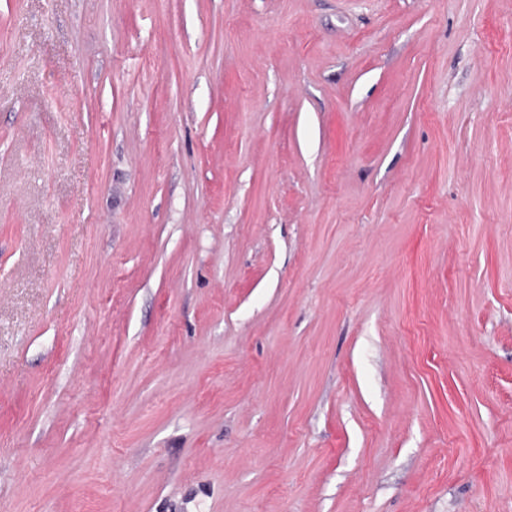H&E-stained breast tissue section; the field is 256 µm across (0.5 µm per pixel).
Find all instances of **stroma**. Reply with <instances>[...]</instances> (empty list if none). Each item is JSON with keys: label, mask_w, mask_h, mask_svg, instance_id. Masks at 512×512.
I'll list each match as a JSON object with an SVG mask.
<instances>
[{"label": "stroma", "mask_w": 512, "mask_h": 512, "mask_svg": "<svg viewBox=\"0 0 512 512\" xmlns=\"http://www.w3.org/2000/svg\"><path fill=\"white\" fill-rule=\"evenodd\" d=\"M0 512H512V0H0Z\"/></svg>", "instance_id": "obj_1"}]
</instances>
